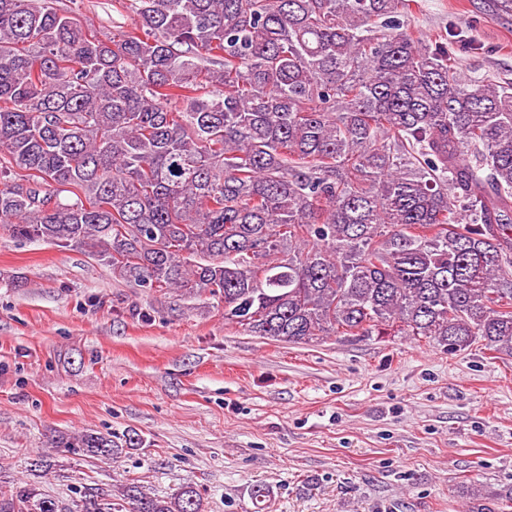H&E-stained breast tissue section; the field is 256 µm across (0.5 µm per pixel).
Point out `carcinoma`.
Listing matches in <instances>:
<instances>
[{
	"label": "carcinoma",
	"instance_id": "obj_1",
	"mask_svg": "<svg viewBox=\"0 0 512 512\" xmlns=\"http://www.w3.org/2000/svg\"><path fill=\"white\" fill-rule=\"evenodd\" d=\"M131 30L0 0V226L273 340L408 336L512 356V83L461 75L411 0H115ZM112 462L134 430L58 433ZM31 483L0 512H202Z\"/></svg>",
	"mask_w": 512,
	"mask_h": 512
}]
</instances>
